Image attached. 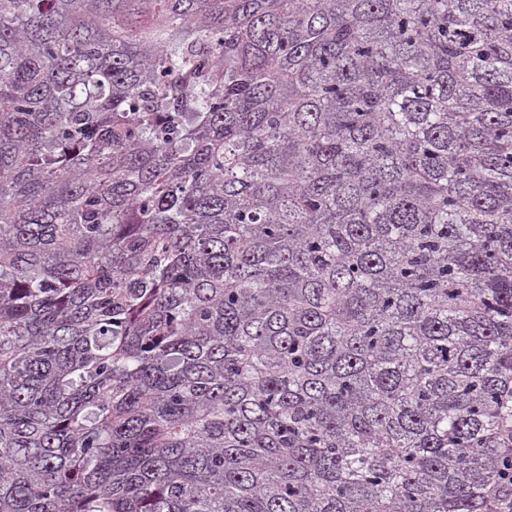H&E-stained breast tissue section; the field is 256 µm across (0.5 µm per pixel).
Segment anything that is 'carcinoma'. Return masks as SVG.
<instances>
[{
    "label": "carcinoma",
    "mask_w": 512,
    "mask_h": 512,
    "mask_svg": "<svg viewBox=\"0 0 512 512\" xmlns=\"http://www.w3.org/2000/svg\"><path fill=\"white\" fill-rule=\"evenodd\" d=\"M512 0H0V512H494Z\"/></svg>",
    "instance_id": "1"
}]
</instances>
